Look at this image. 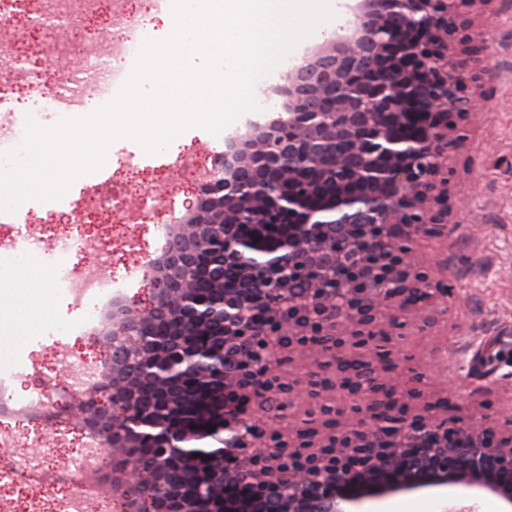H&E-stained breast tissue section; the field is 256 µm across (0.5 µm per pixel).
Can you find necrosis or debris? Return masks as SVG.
<instances>
[{
	"mask_svg": "<svg viewBox=\"0 0 512 512\" xmlns=\"http://www.w3.org/2000/svg\"><path fill=\"white\" fill-rule=\"evenodd\" d=\"M170 11L171 0H127L121 10L116 9L114 0H0V23L22 16L32 29L41 31L48 19L60 18L67 26L83 30L81 41H55L47 44L45 51L63 58L77 49L86 60L76 76L59 74L50 80L34 76L26 91L31 106L17 109L9 77L20 57L12 48L0 49V109L7 112L6 119H0V151L24 143L27 119L49 127L64 118L88 116L111 102L130 77L145 40L157 39V17ZM82 213V208H74L73 230L53 240L58 260L52 281L62 294L96 298V305L83 309L90 322L101 314L100 301L111 299L113 281L104 274L92 278L78 274L71 264L74 256L90 247V238L81 229ZM44 255L42 248L18 239L0 241V288L10 289L13 271L41 262Z\"/></svg>",
	"mask_w": 512,
	"mask_h": 512,
	"instance_id": "1",
	"label": "necrosis or debris"
}]
</instances>
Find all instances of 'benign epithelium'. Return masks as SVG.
I'll return each instance as SVG.
<instances>
[{"label": "benign epithelium", "mask_w": 512, "mask_h": 512, "mask_svg": "<svg viewBox=\"0 0 512 512\" xmlns=\"http://www.w3.org/2000/svg\"><path fill=\"white\" fill-rule=\"evenodd\" d=\"M474 2L354 0L281 111L224 138L145 262L148 298L112 299L102 381L68 408L112 449L97 479L120 512H376L453 487L512 509V430L448 416L446 390L404 410L407 331L448 326L445 268L413 245L448 239L443 172L476 109L448 38Z\"/></svg>", "instance_id": "obj_1"}]
</instances>
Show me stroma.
<instances>
[{
    "mask_svg": "<svg viewBox=\"0 0 512 512\" xmlns=\"http://www.w3.org/2000/svg\"><path fill=\"white\" fill-rule=\"evenodd\" d=\"M43 33L24 29L10 21L0 24V44H11L25 59L28 68L51 75L65 67L83 66L81 53H73L68 62L56 61L42 52ZM452 45L469 61L470 77L465 81V95L479 98L481 110L465 121L463 143L449 162L448 191V331L435 330L415 337L423 351L447 346L449 382L460 388L453 399L451 414L470 419L473 405H480L496 428L507 429L501 407L507 397L503 387H486L487 371L479 356L485 346H492L498 357L497 377L512 374V0H475L456 30ZM223 136H215L200 127L178 135L165 152L140 153L137 170L103 169L100 182L121 202L111 222L92 217L87 232L110 250L108 265H101L96 252L83 254L79 272L105 267L116 280L115 293L131 298L144 295L143 278L127 279V267L143 266L147 255L158 252L157 242L163 227L143 220L141 192L155 199L156 215L179 217L194 201L197 178L186 173L179 187H172L165 175L170 157L178 152L200 154L205 149L222 150ZM31 214L15 221L0 223V238L9 239L21 232H35L43 238L70 230L64 214H52L40 203H33ZM0 305L12 308L19 326L26 333L17 337L24 347L27 374L18 379L14 390L18 399H27L40 385L55 389L68 371L61 363L62 352L82 356L94 363L91 345L94 333L103 329L105 319L87 322L70 299L43 287L18 297L0 294ZM64 320L77 325L75 335L63 337L61 345L52 341L35 342L43 323ZM36 409L12 414L0 432L8 437L0 448V463L30 452L31 423Z\"/></svg>",
    "mask_w": 512,
    "mask_h": 512,
    "instance_id": "1",
    "label": "stroma"
}]
</instances>
